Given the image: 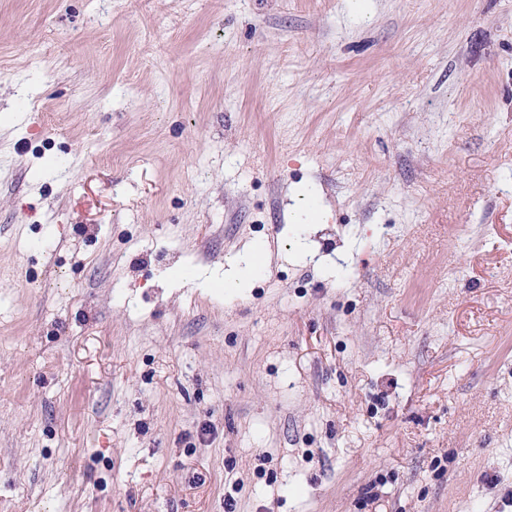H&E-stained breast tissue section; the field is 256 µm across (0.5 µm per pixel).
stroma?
<instances>
[{"label":"stroma","instance_id":"1","mask_svg":"<svg viewBox=\"0 0 512 512\" xmlns=\"http://www.w3.org/2000/svg\"><path fill=\"white\" fill-rule=\"evenodd\" d=\"M228 495L512 512V0H0V512Z\"/></svg>","mask_w":512,"mask_h":512}]
</instances>
